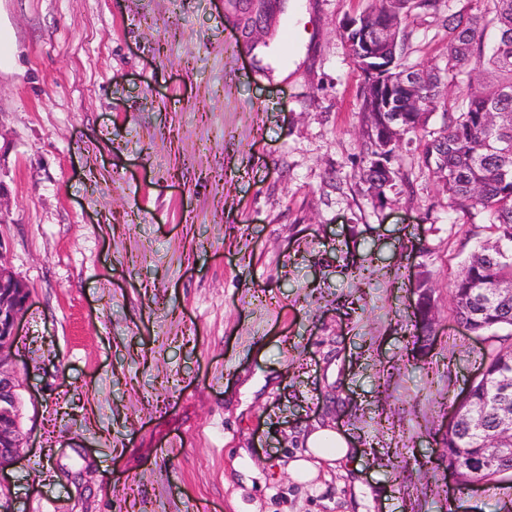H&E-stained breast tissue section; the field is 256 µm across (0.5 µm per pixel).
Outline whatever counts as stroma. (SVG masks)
I'll use <instances>...</instances> for the list:
<instances>
[{"mask_svg":"<svg viewBox=\"0 0 512 512\" xmlns=\"http://www.w3.org/2000/svg\"><path fill=\"white\" fill-rule=\"evenodd\" d=\"M297 2L267 36L236 0H0L1 257L30 294L0 512H512V478L461 492L441 452L508 334L453 314L489 217L422 163L438 111L373 197L342 37L371 0ZM467 7L411 14L407 63ZM319 425L353 453L297 482ZM414 291L413 295L416 296L415 302H414V323L411 324L413 329L411 332L410 338H412L413 345H416L418 342L421 341V323L428 319V307L426 303L422 300L423 298V290L426 289L431 292V285H430V277L429 274L426 271L417 272L415 282L413 285Z\"/></svg>","mask_w":512,"mask_h":512,"instance_id":"35a3bbf8","label":"stroma"}]
</instances>
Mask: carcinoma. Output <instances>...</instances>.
<instances>
[{
	"label": "carcinoma",
	"mask_w": 512,
	"mask_h": 512,
	"mask_svg": "<svg viewBox=\"0 0 512 512\" xmlns=\"http://www.w3.org/2000/svg\"><path fill=\"white\" fill-rule=\"evenodd\" d=\"M471 13L446 24L447 52L441 62L419 65L421 82L401 79L408 34L402 22L413 11L435 14L442 0H373L356 14L357 26L343 32L353 55L362 49L357 40L365 28L384 26L396 42L392 66L366 74L360 88L362 123L366 139L361 153L362 176L374 196L400 178L395 167L388 179L380 167L390 156L398 163L403 136L425 128L429 115L440 109L444 129L425 142L422 164L433 174L451 204L480 208L488 213L497 233L481 244L462 265L451 285L456 319L471 333L482 336L512 327V300L503 302L498 290L512 286V0H472ZM412 343L421 341V323L428 318L423 290L431 288L429 274H416L413 285ZM483 377L465 400L453 401L461 423L448 432L445 458L448 467L458 461L457 449L482 451L489 438L499 437L498 413L512 407V392L504 393L501 380L512 376V345L482 363ZM494 471H460V484L488 483Z\"/></svg>",
	"instance_id": "1"
}]
</instances>
